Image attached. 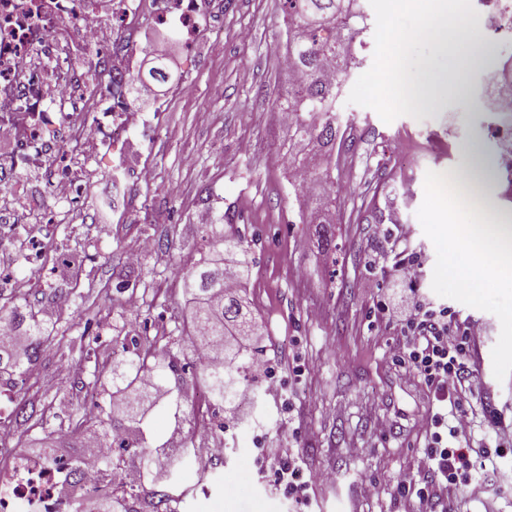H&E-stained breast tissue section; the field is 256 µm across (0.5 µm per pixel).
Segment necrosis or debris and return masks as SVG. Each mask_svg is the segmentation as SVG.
Returning <instances> with one entry per match:
<instances>
[{
    "label": "necrosis or debris",
    "instance_id": "1",
    "mask_svg": "<svg viewBox=\"0 0 512 512\" xmlns=\"http://www.w3.org/2000/svg\"><path fill=\"white\" fill-rule=\"evenodd\" d=\"M107 14L89 0H0V135L12 147L0 156V196L26 200V177L72 143L103 147L119 142L139 122L126 82L139 49L136 35L145 18L175 26L195 43L210 20L209 0H110ZM487 35L479 44L489 55L493 41L512 38V0H476ZM103 72L107 82L92 90L85 75ZM494 111L509 120L500 129L498 167L512 188V66L503 65L490 91ZM93 102L91 119L71 126L67 118L78 100ZM11 428L0 422V450L10 461L0 466V512H71L74 500H91L105 480L99 456L83 450L78 478L70 459L48 465L14 453Z\"/></svg>",
    "mask_w": 512,
    "mask_h": 512
}]
</instances>
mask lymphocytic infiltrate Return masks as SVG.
<instances>
[{
  "mask_svg": "<svg viewBox=\"0 0 512 512\" xmlns=\"http://www.w3.org/2000/svg\"><path fill=\"white\" fill-rule=\"evenodd\" d=\"M380 310L401 326L400 338L390 347L391 363L423 379L439 401L425 424L429 431L427 464L435 478L405 486L427 506L468 483L472 470H486L493 462L490 452L476 457L471 454L473 413L465 405L480 384L474 354L485 329L478 323L458 321L448 309L408 299L398 291L381 302Z\"/></svg>",
  "mask_w": 512,
  "mask_h": 512,
  "instance_id": "obj_1",
  "label": "lymphocytic infiltrate"
}]
</instances>
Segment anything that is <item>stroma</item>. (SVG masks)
I'll return each mask as SVG.
<instances>
[{
    "label": "stroma",
    "instance_id": "35a3bbf8",
    "mask_svg": "<svg viewBox=\"0 0 512 512\" xmlns=\"http://www.w3.org/2000/svg\"><path fill=\"white\" fill-rule=\"evenodd\" d=\"M223 2L192 46L175 29L144 22L142 35L165 38L176 54L158 98L164 117L149 137L130 130L118 152L69 154L89 182L83 197L55 200L48 165L29 184L43 200L41 223L0 202V215L13 218L0 237V254L10 258L0 306L26 299L50 316L53 335L0 408L10 413L24 402L68 428L84 394L76 383L53 389L60 361L105 378L109 342L126 335L171 348L197 406L203 385L193 376L183 332L191 307L176 269L205 251L197 220L205 208L225 234L249 242L246 298L259 318L267 370L215 418L223 460L212 458L209 441L195 440L180 476L179 512H410L399 482L428 476L422 424L438 403L423 381L388 363L401 334L379 310L390 289L485 327L476 355L482 390L470 400L476 435L490 447L512 424V269L486 264L464 230L484 215L438 187L481 163L494 185L502 183L496 132L504 119L485 105L495 70L471 69L463 48L437 57L420 34L424 9L361 0L370 28L337 105L336 221L305 224L304 197L273 162L288 151L274 103L290 75L271 50L286 38L284 0ZM422 69L458 78L419 110L401 78ZM186 83L193 89L184 95ZM380 225L389 226L388 237L376 234ZM35 237L37 276L28 257ZM411 258L417 273L407 278L398 263ZM382 420L390 429H379ZM354 445L363 455H348ZM291 459L330 481L309 483L292 498L279 477ZM496 467L491 480L456 491L451 512H512V454Z\"/></svg>",
    "mask_w": 512,
    "mask_h": 512
}]
</instances>
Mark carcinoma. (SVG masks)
Segmentation results:
<instances>
[{
  "instance_id": "carcinoma-1",
  "label": "carcinoma",
  "mask_w": 512,
  "mask_h": 512,
  "mask_svg": "<svg viewBox=\"0 0 512 512\" xmlns=\"http://www.w3.org/2000/svg\"><path fill=\"white\" fill-rule=\"evenodd\" d=\"M288 39L286 51L292 63L294 81L276 101V110H287L292 122L287 128L289 162L313 170L317 154L330 159V166L315 174L319 192L308 199L311 223L327 224L334 198L333 165L336 164V101L349 75L347 58L351 41L341 37L364 23L360 0H286ZM204 237L207 255L184 272L186 293L192 296L195 311L186 331L190 345L212 354V362L202 367L203 383L214 398L215 410L232 406L242 385L250 379L253 364L261 354L254 347L244 351L228 339L227 328L239 336H250L257 326L253 311L244 306L237 292L246 282L249 268L239 267L236 285L225 280L224 258L242 249L244 239L224 235V225L206 224ZM7 321L24 339L0 335V376H8L13 385L25 382L31 365L38 359L49 319L36 313L24 315L21 307L0 308V321ZM112 392L128 394L125 405L117 407L102 399L78 414L68 434L60 438L57 430L39 418L31 425L40 429L43 447L66 443L71 448H85L91 441L100 448H110L120 439L118 450L101 459L99 466L107 476L126 467V457L138 461V482L121 492L98 494L92 512H140L136 507L145 483L146 465L165 459L168 483L153 492L146 503L149 512H177L182 502L174 487L183 467L194 451L192 434L180 446L154 443L144 424L145 407L161 396L170 398L176 408L183 407L181 382L184 369L169 348L155 343L114 341L112 348Z\"/></svg>"
}]
</instances>
